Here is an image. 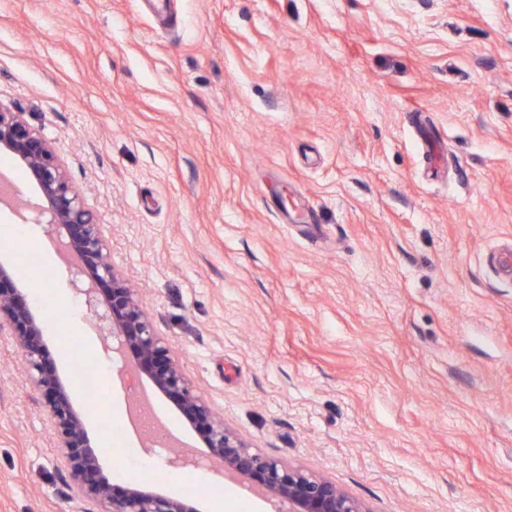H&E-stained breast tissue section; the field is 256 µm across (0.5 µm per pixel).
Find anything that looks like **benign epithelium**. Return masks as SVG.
Here are the masks:
<instances>
[{"label": "benign epithelium", "instance_id": "obj_1", "mask_svg": "<svg viewBox=\"0 0 512 512\" xmlns=\"http://www.w3.org/2000/svg\"><path fill=\"white\" fill-rule=\"evenodd\" d=\"M0 154L26 171L38 187L41 208L34 221L73 260L71 285L105 350L131 353L129 370L167 399L203 438L204 453L180 452L175 463L195 464L198 456L219 465L222 474L259 497L287 506V512H368L328 478L270 458L239 433L184 376L135 290L109 259L100 224L82 193L71 183L54 148L23 113L0 104ZM45 319L35 314L29 291L16 283L12 265L0 261V331L14 336L28 380L44 396V406L67 464L64 485L72 498L96 501L101 512H200L195 501L140 484L115 487L99 478L100 463L84 418L70 389L50 362L43 342Z\"/></svg>", "mask_w": 512, "mask_h": 512}]
</instances>
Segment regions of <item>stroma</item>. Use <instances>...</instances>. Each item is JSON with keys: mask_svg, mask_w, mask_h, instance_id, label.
Here are the masks:
<instances>
[{"mask_svg": "<svg viewBox=\"0 0 512 512\" xmlns=\"http://www.w3.org/2000/svg\"><path fill=\"white\" fill-rule=\"evenodd\" d=\"M0 104L55 147L186 377L369 512H512V0H0ZM0 244L100 474L274 512L128 426L139 383L40 226ZM108 395L91 402L81 369ZM0 333V512H97Z\"/></svg>", "mask_w": 512, "mask_h": 512, "instance_id": "1", "label": "stroma"}]
</instances>
